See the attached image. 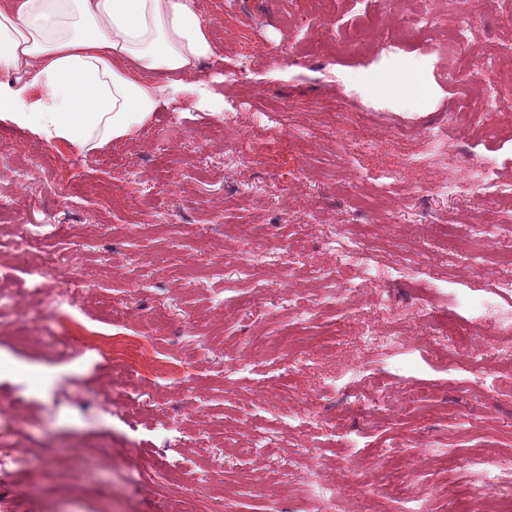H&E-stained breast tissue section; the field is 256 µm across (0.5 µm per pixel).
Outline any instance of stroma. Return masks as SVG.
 <instances>
[{
	"instance_id": "1",
	"label": "stroma",
	"mask_w": 512,
	"mask_h": 512,
	"mask_svg": "<svg viewBox=\"0 0 512 512\" xmlns=\"http://www.w3.org/2000/svg\"><path fill=\"white\" fill-rule=\"evenodd\" d=\"M199 2L216 54L134 138L85 154L0 124V151L19 161L0 170V263L24 277L40 252L17 253L14 239L33 224L72 225L47 248L66 256L54 283L75 303L73 319L55 328L26 301L16 320L0 319V415L35 452L33 476L0 487V512H194L216 477L229 489L221 512H322L308 494L311 477L335 488V512H404L367 479L390 468L420 473L412 495L428 512H455L473 453H491L512 478V379L489 375L512 343L485 346L478 373L441 358L431 342L448 325L468 327L459 294L492 296L512 267L477 272L458 262L450 247L462 225L499 205L438 186L456 155L466 164L495 158L499 178L512 182V135L486 141L463 124L432 151L424 128L463 109L485 126L497 115L473 98L471 82L418 80L425 64L465 76L491 53L497 69L512 71V28L485 5L471 19L478 37L455 51L454 0ZM424 10L432 25L398 56H380L395 21ZM351 30L363 40L356 54L344 47ZM385 168L396 180L382 215L364 198ZM421 182L430 191L418 198ZM356 225L369 228L363 257L376 273L355 279L338 271L329 242ZM266 247L273 265H257L253 284L239 282L238 264ZM411 249L426 251L429 263L407 280L396 267ZM276 266L292 271L299 303L314 307L305 331L314 344L297 366L283 346L294 311L268 306L280 285ZM320 269L335 273L336 303L323 301ZM386 292L402 307L427 299L429 316L364 309ZM83 325L148 347L174 372L144 368L125 383L106 359L78 352L57 361L49 336ZM369 325L403 337L405 348L364 351ZM257 333L269 343L255 350ZM70 377L86 381L85 404L35 420L40 380ZM333 379L339 387L324 392ZM269 434L298 463L295 478H271L254 452ZM423 442L451 449V463L418 455ZM106 444L108 458L98 453ZM383 447L390 453L381 458ZM157 459L177 463L162 497L129 483L133 466Z\"/></svg>"
}]
</instances>
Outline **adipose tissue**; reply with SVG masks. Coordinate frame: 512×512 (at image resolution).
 Listing matches in <instances>:
<instances>
[{
    "instance_id": "adipose-tissue-1",
    "label": "adipose tissue",
    "mask_w": 512,
    "mask_h": 512,
    "mask_svg": "<svg viewBox=\"0 0 512 512\" xmlns=\"http://www.w3.org/2000/svg\"><path fill=\"white\" fill-rule=\"evenodd\" d=\"M199 0H0V123L83 152L135 136L214 56Z\"/></svg>"
}]
</instances>
